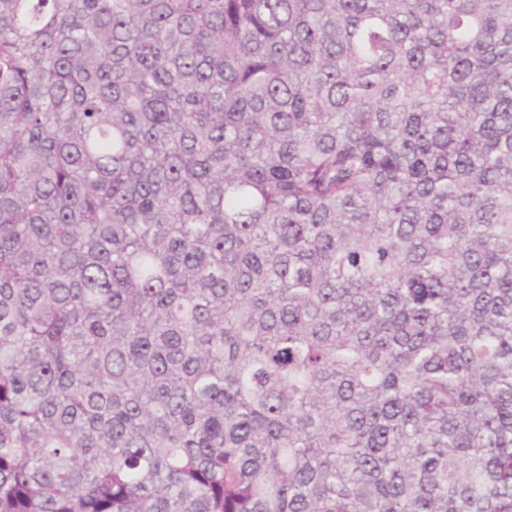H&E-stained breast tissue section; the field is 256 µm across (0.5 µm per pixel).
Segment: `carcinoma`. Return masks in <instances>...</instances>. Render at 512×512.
I'll return each mask as SVG.
<instances>
[{"label":"carcinoma","instance_id":"obj_1","mask_svg":"<svg viewBox=\"0 0 512 512\" xmlns=\"http://www.w3.org/2000/svg\"><path fill=\"white\" fill-rule=\"evenodd\" d=\"M0 512H512V0H0Z\"/></svg>","mask_w":512,"mask_h":512}]
</instances>
